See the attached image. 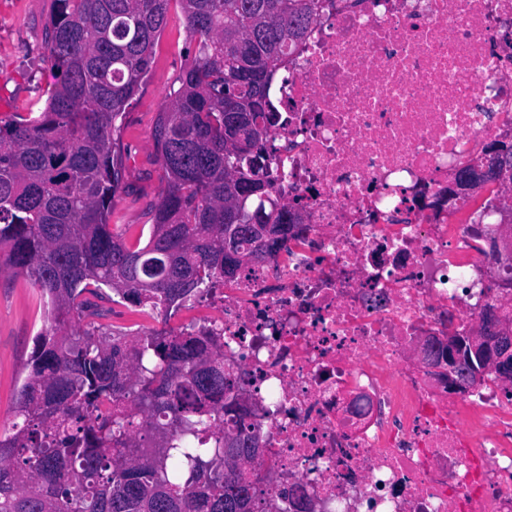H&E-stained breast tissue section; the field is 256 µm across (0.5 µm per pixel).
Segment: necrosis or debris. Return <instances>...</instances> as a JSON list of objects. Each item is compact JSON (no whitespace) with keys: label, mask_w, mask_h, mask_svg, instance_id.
Segmentation results:
<instances>
[{"label":"necrosis or debris","mask_w":512,"mask_h":512,"mask_svg":"<svg viewBox=\"0 0 512 512\" xmlns=\"http://www.w3.org/2000/svg\"><path fill=\"white\" fill-rule=\"evenodd\" d=\"M275 256L202 298L280 512H512V384L448 387V339L512 308V0H326L268 87ZM493 153L492 155H489V158L493 161H495V164L493 166H489L487 172H482V165H472L468 164L464 167H462L458 172L456 176V180L458 181L459 178L465 176V175H472L474 179L476 180L475 186L479 188L480 185H485L488 182L496 181L498 180L500 174L506 170L510 171V181L512 180V145L509 147H503L502 149L495 150V151H488L485 154ZM479 169V172L477 171Z\"/></svg>","instance_id":"necrosis-or-debris-1"}]
</instances>
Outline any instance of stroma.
<instances>
[{"mask_svg": "<svg viewBox=\"0 0 512 512\" xmlns=\"http://www.w3.org/2000/svg\"><path fill=\"white\" fill-rule=\"evenodd\" d=\"M51 0H0V116L27 113L43 105L54 72L42 53L44 25ZM194 57V44L185 32L180 8H171L168 24L156 47L147 82L127 109L118 158L123 184L115 199L113 220L130 225L139 236L151 224L150 208L161 189L162 168L152 129L167 95L178 88L183 71ZM199 307H187L170 317H149L115 306L109 324L132 333L170 330L190 323ZM48 325L44 301L24 276L0 271V432L11 430L14 403L26 371L35 336Z\"/></svg>", "mask_w": 512, "mask_h": 512, "instance_id": "obj_1", "label": "stroma"}]
</instances>
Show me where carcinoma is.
Wrapping results in <instances>:
<instances>
[{
	"mask_svg": "<svg viewBox=\"0 0 512 512\" xmlns=\"http://www.w3.org/2000/svg\"><path fill=\"white\" fill-rule=\"evenodd\" d=\"M196 43L152 139L165 186L145 244L111 223L121 120L147 80L171 2ZM313 0H51L45 107L0 117V270L49 299L0 433V512H275L248 475L259 436L227 399L222 337L189 324L131 336L102 303L168 316L283 248L271 199L267 91ZM468 164L475 187L512 172ZM236 428L224 432V418Z\"/></svg>",
	"mask_w": 512,
	"mask_h": 512,
	"instance_id": "1",
	"label": "carcinoma"
}]
</instances>
